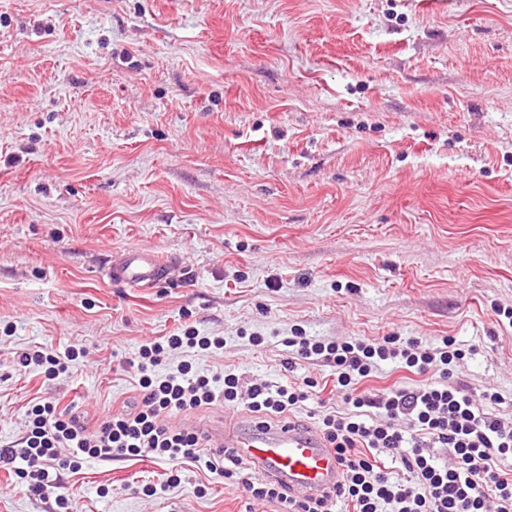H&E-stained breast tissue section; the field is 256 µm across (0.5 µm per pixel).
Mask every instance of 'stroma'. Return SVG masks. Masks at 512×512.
Returning a JSON list of instances; mask_svg holds the SVG:
<instances>
[{"mask_svg":"<svg viewBox=\"0 0 512 512\" xmlns=\"http://www.w3.org/2000/svg\"><path fill=\"white\" fill-rule=\"evenodd\" d=\"M130 246L173 259L111 281ZM512 0H0V442L33 398L87 427L139 400V347L243 382L292 331L454 337L512 420ZM263 337L261 346L249 339ZM84 349L69 376L21 352ZM152 457L65 473L67 512H274ZM0 512H58L0 469ZM172 260L140 247H131L112 256L107 275L132 288H153L169 279Z\"/></svg>","mask_w":512,"mask_h":512,"instance_id":"35a3bbf8","label":"stroma"}]
</instances>
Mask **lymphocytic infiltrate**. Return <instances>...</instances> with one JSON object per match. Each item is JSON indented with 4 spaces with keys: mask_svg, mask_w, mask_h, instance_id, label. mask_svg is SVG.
Returning <instances> with one entry per match:
<instances>
[{
    "mask_svg": "<svg viewBox=\"0 0 512 512\" xmlns=\"http://www.w3.org/2000/svg\"><path fill=\"white\" fill-rule=\"evenodd\" d=\"M284 344L293 359L334 370L348 409H326L318 428L336 452L342 477L332 495L317 499L296 495L283 481H248L249 500L277 504L278 512H334L339 502L353 512H512V421L492 410L502 399L498 391L486 390L477 400L454 381L465 353L453 337L425 346L399 336L370 343L319 339L298 330ZM223 348V337L203 336L192 327L141 346L139 403L113 411L93 430L57 402L34 403L26 411L29 428L21 443L0 446V468L13 472L30 495L54 498L60 506L67 502L63 472L79 470L88 459L151 456L238 478L242 461L230 449L207 447L204 435L172 427L166 417L237 403L244 388L245 407L259 420L283 418L315 398L317 383L245 385L235 373L204 375L188 362L166 376L156 374L170 350ZM383 363L415 373L435 368L440 375L421 386L360 388V380Z\"/></svg>",
    "mask_w": 512,
    "mask_h": 512,
    "instance_id": "1",
    "label": "lymphocytic infiltrate"
}]
</instances>
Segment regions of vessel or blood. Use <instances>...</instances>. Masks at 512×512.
Listing matches in <instances>:
<instances>
[{
  "label": "vessel or blood",
  "instance_id": "1",
  "mask_svg": "<svg viewBox=\"0 0 512 512\" xmlns=\"http://www.w3.org/2000/svg\"><path fill=\"white\" fill-rule=\"evenodd\" d=\"M172 263L158 254L131 247L113 255L107 274L110 279L132 288H152L166 282ZM217 447L233 449L249 461L261 476L285 480L305 498L331 494L341 479L342 468L336 454L316 430L296 423L209 429Z\"/></svg>",
  "mask_w": 512,
  "mask_h": 512
}]
</instances>
